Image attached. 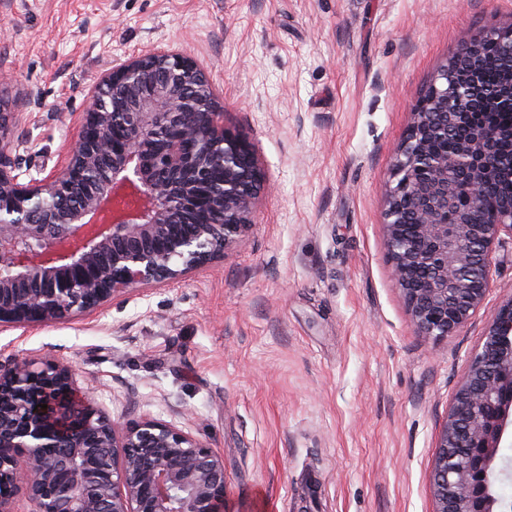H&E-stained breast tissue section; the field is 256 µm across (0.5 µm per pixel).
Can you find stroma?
Segmentation results:
<instances>
[{
	"mask_svg": "<svg viewBox=\"0 0 512 512\" xmlns=\"http://www.w3.org/2000/svg\"><path fill=\"white\" fill-rule=\"evenodd\" d=\"M512 0H0L23 173L77 141L98 78L136 50L206 69L272 193L241 247L185 280L0 329V361L72 366L112 418L185 426L224 458L229 512H435L438 435L490 316L420 336L390 273L394 149L430 79Z\"/></svg>",
	"mask_w": 512,
	"mask_h": 512,
	"instance_id": "1",
	"label": "stroma"
}]
</instances>
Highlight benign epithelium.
<instances>
[{
  "label": "benign epithelium",
  "mask_w": 512,
  "mask_h": 512,
  "mask_svg": "<svg viewBox=\"0 0 512 512\" xmlns=\"http://www.w3.org/2000/svg\"><path fill=\"white\" fill-rule=\"evenodd\" d=\"M486 48L512 56V25L448 59L414 106L393 169L391 271L419 335L434 341L480 309L493 255L512 244V195L483 204L512 127L477 125L469 112ZM15 122L0 93V327L55 323L224 262L266 189L252 144L224 128L205 70L178 49L134 52L104 73L71 154L42 179L22 178ZM459 131L453 155L437 148ZM215 167L224 182L204 200ZM203 203L210 221L177 232ZM511 424L512 299L491 316L439 433L436 512H495L491 481L508 477L495 463ZM225 487L224 457L151 416L109 418L71 366L0 363V512H14L18 494L30 512H227Z\"/></svg>",
  "instance_id": "1"
}]
</instances>
